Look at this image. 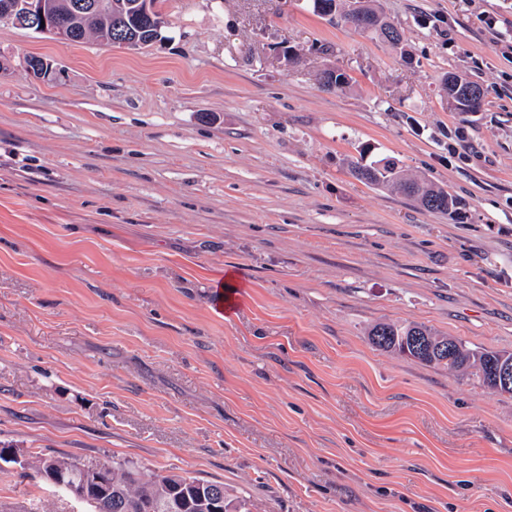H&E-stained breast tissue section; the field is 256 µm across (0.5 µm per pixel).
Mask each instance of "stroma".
I'll use <instances>...</instances> for the list:
<instances>
[{
    "label": "stroma",
    "mask_w": 512,
    "mask_h": 512,
    "mask_svg": "<svg viewBox=\"0 0 512 512\" xmlns=\"http://www.w3.org/2000/svg\"><path fill=\"white\" fill-rule=\"evenodd\" d=\"M377 7L399 45L309 0H164L139 50L0 23L1 442L249 512H512V396L367 337L512 352V0ZM365 146L464 217L355 179ZM0 512L80 507L9 463ZM368 336L371 343L381 350L395 352L425 365L446 367L449 372L468 377L472 376L483 386L490 387L485 379L486 360L497 354V351L470 347L466 342L456 337L447 336L431 327L415 323L404 325L376 323L370 328ZM376 336H380L383 341L376 340ZM410 336H414L417 340L420 336H426L437 346L444 345L445 347H447L449 340L454 344L455 352L445 362L444 360L448 356L418 355L411 347Z\"/></svg>",
    "instance_id": "stroma-1"
}]
</instances>
